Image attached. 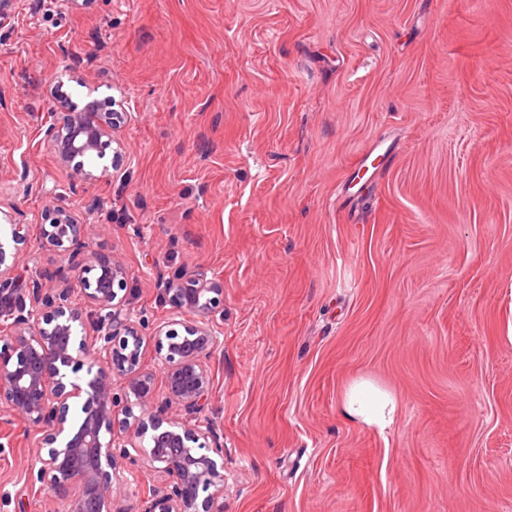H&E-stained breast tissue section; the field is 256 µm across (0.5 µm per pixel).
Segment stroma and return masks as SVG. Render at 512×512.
I'll return each mask as SVG.
<instances>
[{
  "label": "stroma",
  "mask_w": 512,
  "mask_h": 512,
  "mask_svg": "<svg viewBox=\"0 0 512 512\" xmlns=\"http://www.w3.org/2000/svg\"><path fill=\"white\" fill-rule=\"evenodd\" d=\"M53 76L123 101L109 178L44 146ZM9 179L31 276L62 209L149 325L176 275L221 281L224 512H512V0H13ZM361 378L385 432L340 414ZM32 456L0 424V512H57ZM340 413L348 421L384 432L395 423L396 401L390 392L372 381L358 379L345 393Z\"/></svg>",
  "instance_id": "stroma-1"
}]
</instances>
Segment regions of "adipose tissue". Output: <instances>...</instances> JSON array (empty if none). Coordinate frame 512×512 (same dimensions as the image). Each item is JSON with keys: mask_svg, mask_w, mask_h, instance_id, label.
I'll use <instances>...</instances> for the list:
<instances>
[{"mask_svg": "<svg viewBox=\"0 0 512 512\" xmlns=\"http://www.w3.org/2000/svg\"><path fill=\"white\" fill-rule=\"evenodd\" d=\"M340 412L348 421L382 432L395 422L396 401L390 392L372 381L358 379L345 393Z\"/></svg>", "mask_w": 512, "mask_h": 512, "instance_id": "ef3b65f1", "label": "adipose tissue"}]
</instances>
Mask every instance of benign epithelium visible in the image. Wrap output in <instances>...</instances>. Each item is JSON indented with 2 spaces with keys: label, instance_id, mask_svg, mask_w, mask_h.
Returning a JSON list of instances; mask_svg holds the SVG:
<instances>
[{
  "label": "benign epithelium",
  "instance_id": "benign-epithelium-1",
  "mask_svg": "<svg viewBox=\"0 0 512 512\" xmlns=\"http://www.w3.org/2000/svg\"><path fill=\"white\" fill-rule=\"evenodd\" d=\"M125 112H101L92 99L68 102L41 125L43 141L62 167L77 158L73 182L111 176L99 165ZM0 237V414L34 431L35 459L25 489H50L64 512H112L123 468L147 465L164 477L139 512H224V448L205 418L212 382L208 361L223 349L220 280L199 271L169 283L175 312L146 331L132 319L126 270L110 256L87 253L94 225L58 212L40 240L59 253L55 282L18 273L27 242L23 213L7 217ZM78 296L82 305L74 304ZM163 353L165 397L142 367L146 339ZM124 385L116 393L114 379ZM183 410L194 423L168 415Z\"/></svg>",
  "mask_w": 512,
  "mask_h": 512
}]
</instances>
